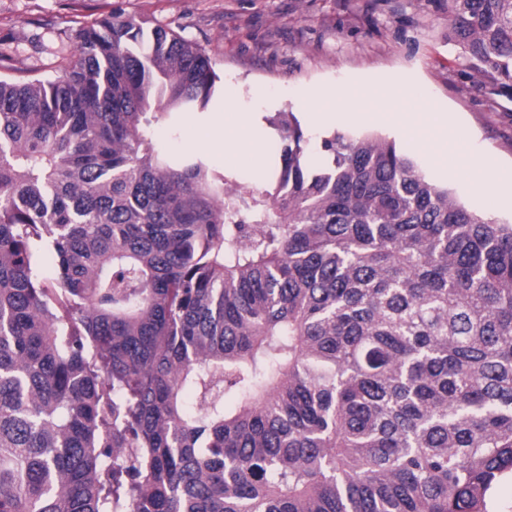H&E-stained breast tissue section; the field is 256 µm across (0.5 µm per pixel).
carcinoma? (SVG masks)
Wrapping results in <instances>:
<instances>
[{
	"label": "carcinoma",
	"mask_w": 512,
	"mask_h": 512,
	"mask_svg": "<svg viewBox=\"0 0 512 512\" xmlns=\"http://www.w3.org/2000/svg\"><path fill=\"white\" fill-rule=\"evenodd\" d=\"M512 99V0H443ZM0 79V512H487L512 477V224L292 112L261 185L157 129L222 78L112 14ZM53 272H41L44 254Z\"/></svg>",
	"instance_id": "cac0c4a2"
}]
</instances>
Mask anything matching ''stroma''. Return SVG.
<instances>
[{
    "label": "stroma",
    "mask_w": 512,
    "mask_h": 512,
    "mask_svg": "<svg viewBox=\"0 0 512 512\" xmlns=\"http://www.w3.org/2000/svg\"><path fill=\"white\" fill-rule=\"evenodd\" d=\"M114 12L198 42L224 78L213 112H187L175 131L160 129L175 151L262 181L280 142L268 119L291 111L313 141L334 130L393 139L470 210L512 221V198L501 192L502 181L512 178V99L485 93L448 42V16L439 0H0V42L11 48L0 75L29 68L54 74L77 53L75 40L64 34L67 21ZM370 103L396 112L449 113L471 157L490 163L485 188H475L456 151L438 156L414 148L395 127L348 120V113ZM217 112L228 122L238 113H255L262 170L203 143ZM316 112L329 113V120H313Z\"/></svg>",
    "instance_id": "1"
}]
</instances>
